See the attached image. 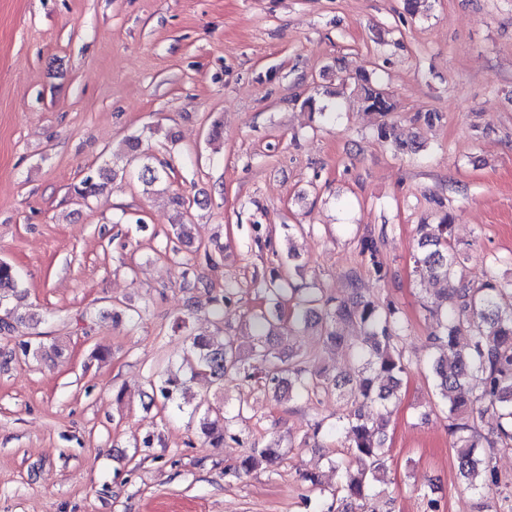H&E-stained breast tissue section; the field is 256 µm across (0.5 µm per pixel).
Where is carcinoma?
I'll list each match as a JSON object with an SVG mask.
<instances>
[{"mask_svg":"<svg viewBox=\"0 0 512 512\" xmlns=\"http://www.w3.org/2000/svg\"><path fill=\"white\" fill-rule=\"evenodd\" d=\"M351 95L361 109L385 116L394 105L371 74L361 69L356 73ZM101 167L87 175L76 188L82 198L97 195L102 187L118 175L115 165ZM146 183L162 179V170L146 158L134 171ZM451 218L444 215L437 224L417 225L419 255L417 267L439 285L438 293L450 302V311L441 317L432 314L434 329L429 335L432 347L439 353L431 364L436 388L447 406L448 429L456 437L459 478L474 489H492L498 479L492 456L478 451L481 435L470 418L473 413H492L497 417L493 435L486 439L490 448L512 447V280L502 279L489 269L485 281L476 289L455 287L453 282L463 253L454 247L449 234ZM362 253L368 255L375 272L381 271L378 244L372 237L362 240ZM20 279L14 267L0 261V332L12 330L13 311L10 299L19 295ZM266 297L279 302L288 293H297V319L306 327L320 329V341L327 348L350 349L359 366L347 389L351 409L328 425H313V436L332 437L344 433L348 443V459L336 460L341 482L332 493L326 512H366V490L381 481L386 449L384 434L387 420L374 408L390 401L397 393L401 377L407 371L404 355L397 345L400 325L395 311L370 296L359 295L350 302H335L309 288L289 289L288 283L271 276L263 283ZM258 333L248 353L222 336H194L191 346L196 352L192 373H201L217 387L224 378L236 375L248 382L253 379L273 388L279 397L315 395L329 386L339 384L337 376L318 368L312 357L300 350L285 349L292 327L282 316H256ZM351 324L365 334V345L351 348L346 343L343 327ZM467 328L469 342L463 349L457 335ZM186 382L177 373H170L153 384V391L171 401L186 393ZM227 411L208 407L198 419L200 434L205 440L222 444L227 436ZM280 458V444L269 442L248 449L236 465L224 470V476L239 479L259 466L273 467Z\"/></svg>","mask_w":512,"mask_h":512,"instance_id":"cac0c4a2","label":"carcinoma"}]
</instances>
